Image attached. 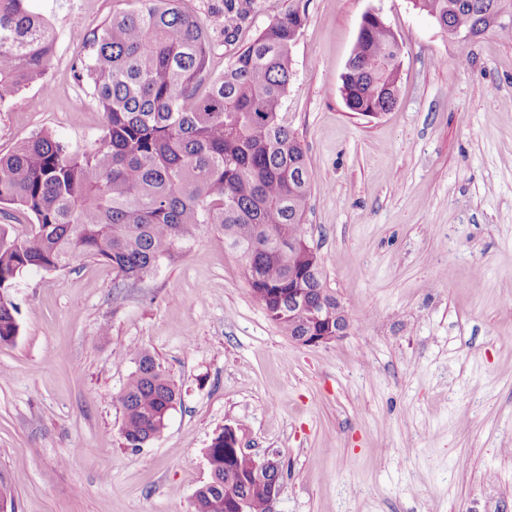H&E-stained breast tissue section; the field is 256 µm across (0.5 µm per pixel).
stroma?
I'll use <instances>...</instances> for the list:
<instances>
[{
    "mask_svg": "<svg viewBox=\"0 0 512 512\" xmlns=\"http://www.w3.org/2000/svg\"><path fill=\"white\" fill-rule=\"evenodd\" d=\"M187 0L212 76L276 17L305 22L280 116L312 172L304 231L350 320L301 346L251 295L244 264L202 227L116 291L109 264L33 270L0 344V472L17 512H191L205 450L238 427L282 469L276 512H512V38L464 40L413 0ZM125 0H28L56 35L46 96L0 106V153L47 132L83 152L103 115L76 67ZM403 47L396 107L348 109L341 75L366 12ZM181 392L161 436L126 447L131 349Z\"/></svg>",
    "mask_w": 512,
    "mask_h": 512,
    "instance_id": "obj_1",
    "label": "stroma"
}]
</instances>
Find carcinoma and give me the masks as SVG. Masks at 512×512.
I'll list each match as a JSON object with an SVG mask.
<instances>
[{
    "label": "carcinoma",
    "instance_id": "obj_1",
    "mask_svg": "<svg viewBox=\"0 0 512 512\" xmlns=\"http://www.w3.org/2000/svg\"><path fill=\"white\" fill-rule=\"evenodd\" d=\"M0 0V105L45 75L55 34L27 6ZM87 38L77 70L103 112L88 149L72 154L46 133L0 156V204H16L37 229L18 236L0 224V344L19 334L10 291L31 269L63 271L80 260L112 266L114 287L130 288L179 256L203 226L222 234L243 260L251 294L287 336L306 335L295 307L325 306L336 317L315 250L303 231L312 174L294 132L279 118L291 78L290 52L303 25L290 10L210 76L212 35L184 0H131ZM450 35L512 33V0H414ZM403 47L385 22L356 39L343 80L346 106L381 113L398 101ZM119 401L129 448L158 438L181 394L150 353ZM219 432L208 453L209 481L192 512H226L230 497L268 512L266 482L277 478L241 457ZM13 480L0 473V505L14 512Z\"/></svg>",
    "mask_w": 512,
    "mask_h": 512
}]
</instances>
